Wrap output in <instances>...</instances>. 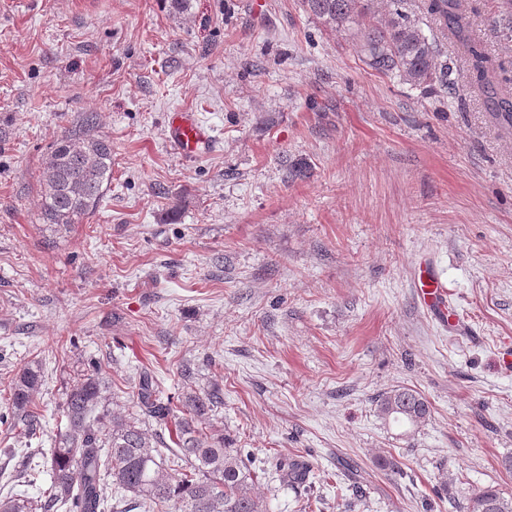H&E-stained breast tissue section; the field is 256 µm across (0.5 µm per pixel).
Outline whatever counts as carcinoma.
I'll use <instances>...</instances> for the list:
<instances>
[{"instance_id": "cac0c4a2", "label": "carcinoma", "mask_w": 512, "mask_h": 512, "mask_svg": "<svg viewBox=\"0 0 512 512\" xmlns=\"http://www.w3.org/2000/svg\"><path fill=\"white\" fill-rule=\"evenodd\" d=\"M306 12L330 28L347 29L357 40L368 67L414 87L453 90V67L440 59L437 36H427L418 12L452 37L471 63L479 89L493 96L491 117L512 128V95H498L490 80L489 60L470 36L471 22L458 12L457 0H385L380 25L364 19L374 0H302ZM503 37L512 39V0H501L494 20ZM93 113L80 130L58 137L40 173V217L56 232L79 224L98 205L112 181V141L91 133ZM44 372L30 361L16 372L10 388L11 406L0 423L22 427L31 445L41 429L34 396ZM115 398L97 372L84 373L63 393L66 429L41 461L26 472L28 482L42 481L34 496L11 490L0 496V512H112L109 489L130 497L134 512H264L257 476L244 457L224 447V436L207 434L209 412L221 402L219 391L184 395L179 404L163 399L148 370L139 373L131 412L97 413ZM386 420L418 426L431 414L417 391L401 387L375 400ZM169 431L165 442L156 428ZM283 483L303 482L310 467L296 460L277 464ZM466 512H512V501L489 485L467 499Z\"/></svg>"}]
</instances>
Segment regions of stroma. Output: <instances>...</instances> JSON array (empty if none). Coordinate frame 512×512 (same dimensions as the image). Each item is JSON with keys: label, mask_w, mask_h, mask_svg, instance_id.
Segmentation results:
<instances>
[{"label": "stroma", "mask_w": 512, "mask_h": 512, "mask_svg": "<svg viewBox=\"0 0 512 512\" xmlns=\"http://www.w3.org/2000/svg\"><path fill=\"white\" fill-rule=\"evenodd\" d=\"M0 0V413L41 362L42 448L74 373L120 396L150 370L164 396L219 388L208 429L249 451L268 512H459L512 499V129L453 39L456 90L366 66L302 0ZM501 0H459L499 63ZM211 128L202 157L172 112ZM97 115L112 182L70 231L39 223L50 144ZM428 258L467 328L421 305ZM409 387L431 415L397 426L374 399ZM307 463L286 486L276 464ZM395 462L383 469L379 459ZM170 131L174 148L186 156L201 153L210 143L207 127L189 110L171 115ZM466 512H512V501L501 496L496 486H486L467 499Z\"/></svg>", "instance_id": "1"}]
</instances>
